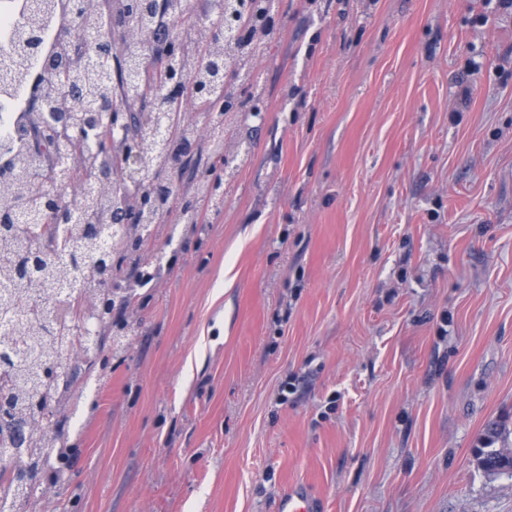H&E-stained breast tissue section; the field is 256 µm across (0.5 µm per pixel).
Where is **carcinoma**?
Segmentation results:
<instances>
[{
    "label": "carcinoma",
    "mask_w": 512,
    "mask_h": 512,
    "mask_svg": "<svg viewBox=\"0 0 512 512\" xmlns=\"http://www.w3.org/2000/svg\"><path fill=\"white\" fill-rule=\"evenodd\" d=\"M28 2L18 0L14 5L21 18L5 43L0 101L11 103L29 88L27 72L33 70L40 72L39 97L51 111L29 107L21 133L9 130L0 136V157L9 158L4 168L13 174L9 184L0 185V196L23 205L44 225L64 224L67 229L52 235L44 227L0 223V322L8 325L7 335L24 342L0 377L10 387L12 421L30 425L27 437L16 447L14 467H28L38 476L50 467L51 450L63 439L59 423L49 426L40 417L66 410L76 394L75 382L92 373L98 359L77 362L68 373L52 379L39 376L42 361L83 345L89 334L99 343L107 334L122 335L127 324L112 316L113 289L97 284H114L124 263H132L136 282L153 278L151 263L142 261L143 242L133 237L132 225L115 220L135 212L142 224L160 223L170 210L169 172L203 148L213 161H223L226 169L236 160L234 150L224 144V126L239 121L244 95L255 102L253 111H259L262 92L252 80V65L273 35L275 0H224V17L245 34L222 41L201 38V25H216L220 18L213 12L199 23L197 0H112L108 12L95 0H86L77 14L72 0H39L35 8ZM171 20L183 26L164 35L173 62L169 74H158L143 63V37ZM74 23L79 31L104 40L96 61H86L81 41L66 33ZM130 72L141 86L166 88L176 83L179 89L152 101L136 100L126 93ZM188 102L197 109L195 119L184 114ZM86 103L110 104L124 113L123 128L101 127L97 139L102 144L121 134L133 139L142 153L139 173L128 179L120 173L124 168L120 157L74 141L77 165L47 184L43 172L53 167L61 135L49 131L51 122L66 114L74 125L89 123ZM202 124L210 130L205 140ZM158 125L169 130L167 146L155 137ZM215 169L211 165L197 179L194 199L215 200L211 186L214 179H223L221 174L213 175ZM59 185L72 187L77 207H70L57 192ZM75 243L85 273L83 288L79 301H71L64 310L65 321L56 334L47 336L41 323L43 298L69 281L73 272L70 264L54 260V255ZM497 439L490 436L477 459L478 467L492 476L502 474L504 467L493 448ZM30 500L31 495L21 494L14 480L0 472V502L11 504L12 512H22Z\"/></svg>",
    "instance_id": "carcinoma-1"
}]
</instances>
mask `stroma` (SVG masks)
Here are the masks:
<instances>
[{"instance_id": "35a3bbf8", "label": "stroma", "mask_w": 512, "mask_h": 512, "mask_svg": "<svg viewBox=\"0 0 512 512\" xmlns=\"http://www.w3.org/2000/svg\"><path fill=\"white\" fill-rule=\"evenodd\" d=\"M224 202L141 253L28 512H512V8L275 0ZM497 439V434L490 436L485 446L480 449L481 456L486 457V459L482 460V458H477L478 467L486 474L492 476L503 474L502 469L505 466L501 462L502 457L496 455L498 448H492Z\"/></svg>"}]
</instances>
